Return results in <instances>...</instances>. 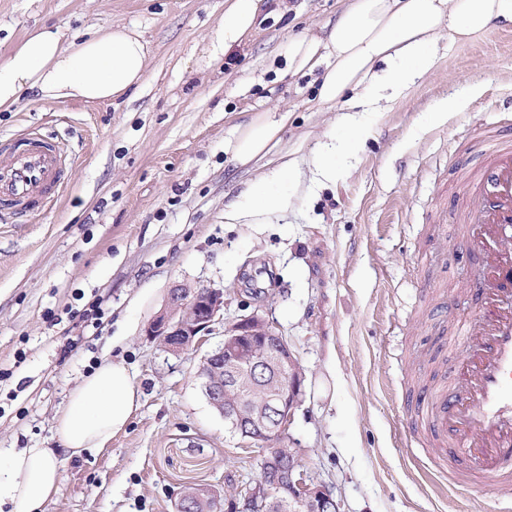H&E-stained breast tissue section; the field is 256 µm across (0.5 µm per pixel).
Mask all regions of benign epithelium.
Here are the masks:
<instances>
[{
    "instance_id": "obj_1",
    "label": "benign epithelium",
    "mask_w": 512,
    "mask_h": 512,
    "mask_svg": "<svg viewBox=\"0 0 512 512\" xmlns=\"http://www.w3.org/2000/svg\"><path fill=\"white\" fill-rule=\"evenodd\" d=\"M222 317L223 290L177 285L146 336L180 354L205 342ZM269 376L277 380V389H270ZM199 377L210 405L241 439L254 444L286 438L303 374L273 323L252 313L225 326L224 346L205 356ZM267 460L270 467L253 486L224 497V512H339L336 500L306 482L291 449L276 448Z\"/></svg>"
}]
</instances>
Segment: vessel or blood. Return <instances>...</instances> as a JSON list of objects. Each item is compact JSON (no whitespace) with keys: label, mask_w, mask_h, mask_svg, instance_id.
<instances>
[{"label":"vessel or blood","mask_w":512,"mask_h":512,"mask_svg":"<svg viewBox=\"0 0 512 512\" xmlns=\"http://www.w3.org/2000/svg\"><path fill=\"white\" fill-rule=\"evenodd\" d=\"M72 156L36 129L0 141V212L28 220L62 196ZM480 262V304L471 323L480 341L464 340L449 375L409 402L408 433H426L438 457L452 461L460 490L491 485L512 503V134L489 136L484 164L468 179L453 216Z\"/></svg>","instance_id":"1"}]
</instances>
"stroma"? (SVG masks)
<instances>
[{
    "label": "stroma",
    "mask_w": 512,
    "mask_h": 512,
    "mask_svg": "<svg viewBox=\"0 0 512 512\" xmlns=\"http://www.w3.org/2000/svg\"><path fill=\"white\" fill-rule=\"evenodd\" d=\"M224 2L0 0V58L38 26L69 38L115 21L150 53L143 83L116 104L26 93L0 112L1 138L37 127L74 156L56 205L24 224L0 212V448L57 455L63 480L44 512H175L192 483L238 494L259 478L263 451L230 432L198 372L225 324L255 312L305 375L284 444L341 512H490V487L457 491L434 457L416 466L403 423L438 321L423 283L453 294L449 357L476 309L460 227L439 216L462 207L463 175L481 162L472 146L512 123V35L496 23L441 43L403 97L362 114L349 153L350 97L321 102L317 75L288 61L292 41L324 38L347 0H264L254 30L212 60ZM267 111L288 114L278 143L239 164L228 147L237 126ZM330 143L328 180L310 162ZM289 158L300 174L278 179ZM262 177L288 192V209L225 222ZM177 285L224 291L223 319L180 355L145 335ZM94 300L96 328L80 318ZM106 354L128 367L141 406L105 448L70 455L55 419Z\"/></svg>",
    "instance_id": "obj_1"
}]
</instances>
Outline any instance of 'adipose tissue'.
I'll list each match as a JSON object with an SVG mask.
<instances>
[{
  "mask_svg": "<svg viewBox=\"0 0 512 512\" xmlns=\"http://www.w3.org/2000/svg\"><path fill=\"white\" fill-rule=\"evenodd\" d=\"M224 15L209 36L217 57L252 29L259 0H225ZM496 22H512V0H348L327 39L301 37L291 45V67L320 71L319 96L333 102L355 92V106L384 111L422 78L438 58L439 43L466 42ZM330 65H323L324 56ZM140 35L123 25L97 28L90 37L64 39L42 25L0 60V111L25 92L43 103H113L137 88L147 69ZM283 118L258 116L238 128L230 143L235 159L247 163L277 142ZM289 199L272 195L259 181L247 203L225 212L228 220L258 219L286 209ZM141 395L122 362L105 357L71 390L55 420L64 449L77 455L105 447L124 431ZM61 465L48 448H0V508L43 512L59 491Z\"/></svg>",
  "mask_w": 512,
  "mask_h": 512,
  "instance_id": "adipose-tissue-1",
  "label": "adipose tissue"
}]
</instances>
